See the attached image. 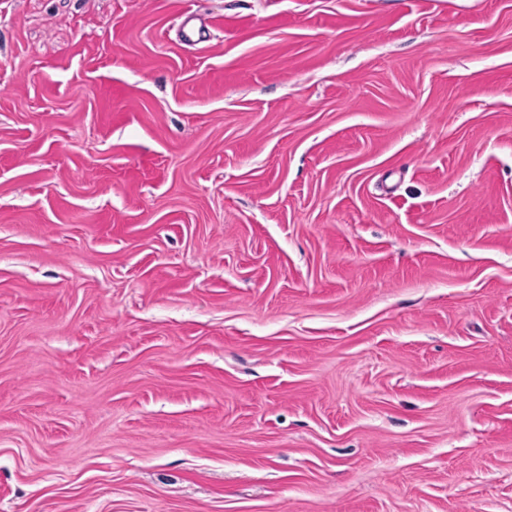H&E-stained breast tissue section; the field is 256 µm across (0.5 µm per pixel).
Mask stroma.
<instances>
[{
    "label": "stroma",
    "mask_w": 512,
    "mask_h": 512,
    "mask_svg": "<svg viewBox=\"0 0 512 512\" xmlns=\"http://www.w3.org/2000/svg\"><path fill=\"white\" fill-rule=\"evenodd\" d=\"M0 512H512V0H0Z\"/></svg>",
    "instance_id": "stroma-1"
}]
</instances>
